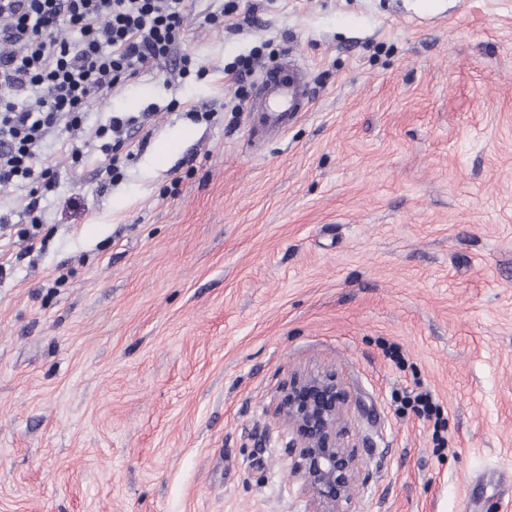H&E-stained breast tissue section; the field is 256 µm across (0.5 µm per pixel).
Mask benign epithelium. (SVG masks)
Masks as SVG:
<instances>
[{
    "mask_svg": "<svg viewBox=\"0 0 512 512\" xmlns=\"http://www.w3.org/2000/svg\"><path fill=\"white\" fill-rule=\"evenodd\" d=\"M347 393L328 371L296 372L277 398L286 419L291 470L302 482L312 512H340L359 476L355 447L344 441L340 422Z\"/></svg>",
    "mask_w": 512,
    "mask_h": 512,
    "instance_id": "1",
    "label": "benign epithelium"
}]
</instances>
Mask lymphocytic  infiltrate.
Segmentation results:
<instances>
[{
  "mask_svg": "<svg viewBox=\"0 0 512 512\" xmlns=\"http://www.w3.org/2000/svg\"><path fill=\"white\" fill-rule=\"evenodd\" d=\"M64 29L70 37H61ZM182 37V0H0V189L27 188L31 223L58 186L41 156L47 138L61 139L80 162L84 146L75 133L86 103L174 56L186 75L192 59L176 54ZM137 121L119 113L96 128L105 180L119 177Z\"/></svg>",
  "mask_w": 512,
  "mask_h": 512,
  "instance_id": "1",
  "label": "lymphocytic infiltrate"
}]
</instances>
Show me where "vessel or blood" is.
Segmentation results:
<instances>
[{
  "label": "vessel or blood",
  "instance_id": "vessel-or-blood-1",
  "mask_svg": "<svg viewBox=\"0 0 512 512\" xmlns=\"http://www.w3.org/2000/svg\"><path fill=\"white\" fill-rule=\"evenodd\" d=\"M306 70L296 57H288L283 67L265 69L254 99L264 114L267 130L277 132L305 107L309 99Z\"/></svg>",
  "mask_w": 512,
  "mask_h": 512
}]
</instances>
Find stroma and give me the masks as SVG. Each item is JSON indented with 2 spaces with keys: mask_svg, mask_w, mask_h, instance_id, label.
<instances>
[{
  "mask_svg": "<svg viewBox=\"0 0 512 512\" xmlns=\"http://www.w3.org/2000/svg\"><path fill=\"white\" fill-rule=\"evenodd\" d=\"M183 8L203 76L87 106L85 140L144 116L120 179L51 138L42 224L0 192V512H308L274 408L324 368L345 512H471L476 485L512 512V0ZM253 53L303 59L285 132L224 73ZM419 385L440 425L403 408Z\"/></svg>",
  "mask_w": 512,
  "mask_h": 512,
  "instance_id": "obj_1",
  "label": "stroma"
}]
</instances>
